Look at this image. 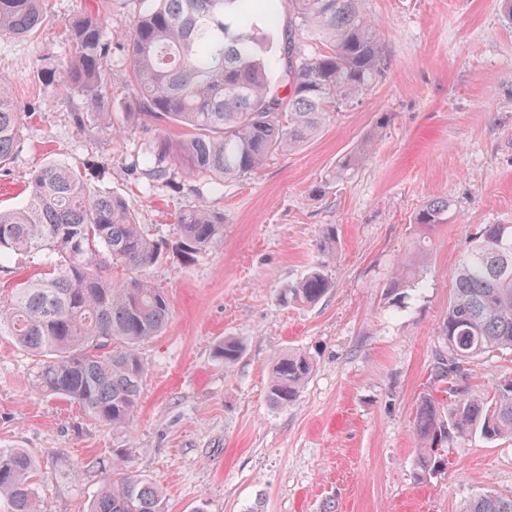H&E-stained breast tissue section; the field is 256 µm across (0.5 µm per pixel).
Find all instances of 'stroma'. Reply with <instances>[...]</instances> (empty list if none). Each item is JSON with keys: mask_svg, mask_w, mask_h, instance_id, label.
Wrapping results in <instances>:
<instances>
[{"mask_svg": "<svg viewBox=\"0 0 512 512\" xmlns=\"http://www.w3.org/2000/svg\"><path fill=\"white\" fill-rule=\"evenodd\" d=\"M97 8L112 33L111 70L121 72L137 0H48L40 35L0 40V78L28 113L0 169V207L24 204L32 173L66 160L121 194L154 237H172L179 214L198 206L223 215L224 237L193 263L149 270L171 315L140 348L149 372L127 428L40 394L34 358L0 335V447L36 456L40 512H83L118 455L160 489L166 512H462L484 491L512 493V439H449L444 466L422 479L414 428L423 397L445 408L488 396L512 373L503 349L464 377L435 376L469 237L512 225V20L502 0H365L381 72L313 141L221 183L176 162L159 182L135 169L144 145L177 137L176 126H129L116 138L69 124L80 100L38 74L63 60L68 20ZM366 139L369 158L331 181ZM433 196L451 202L447 223L414 224ZM328 229L332 288L315 305H284L281 289L319 262ZM412 256L423 285L392 300L390 275ZM227 337L243 348L229 369L214 354ZM288 348L309 352L315 367L297 401L278 408L267 397L269 363Z\"/></svg>", "mask_w": 512, "mask_h": 512, "instance_id": "35a3bbf8", "label": "stroma"}]
</instances>
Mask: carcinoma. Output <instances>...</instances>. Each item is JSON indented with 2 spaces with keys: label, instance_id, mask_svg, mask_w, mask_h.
Wrapping results in <instances>:
<instances>
[{
  "label": "carcinoma",
  "instance_id": "1",
  "mask_svg": "<svg viewBox=\"0 0 512 512\" xmlns=\"http://www.w3.org/2000/svg\"><path fill=\"white\" fill-rule=\"evenodd\" d=\"M288 24L276 27L280 6ZM43 0H0V39L32 38L46 17ZM126 34V81L132 107L112 119L109 79L112 35L98 12L68 28L63 70L43 72L85 108L69 114L80 132L148 121L176 123L187 137L149 143L137 164L150 177L167 176L180 161L189 176L222 180L259 169L276 154L299 149L318 136L328 112L358 97L378 72L383 48L378 23L364 0H139ZM320 48L308 50L310 44ZM21 110L0 79V166L14 158ZM367 146L340 158L330 178H347L364 162ZM448 198L428 199L415 213L422 226L448 222ZM224 217L203 207L183 211L171 239H156L135 221L125 198L95 189L78 166L52 162L29 183L26 203L0 210V265L17 257L42 261L48 272L15 289L0 308V335L38 360L34 385L41 393L74 402L97 421L126 427L138 406L147 365L139 347L166 327L167 295L147 270L174 256L191 263L222 240ZM422 266L403 262L388 293L422 283ZM331 288L324 265L281 289L286 304L312 305ZM447 355L437 376L498 349H512V227L487 224L470 238L454 272L453 296L444 322ZM224 365L242 355L226 339L218 348ZM314 368V359L286 350L272 361L268 399L292 404ZM420 475L442 467L441 445L473 433L486 440L512 438V374L495 381L491 395L464 399L442 411L425 398L416 419ZM35 456L0 448V500L9 512H40ZM86 512H165L158 489L122 461L88 503ZM464 512H512V494L487 491Z\"/></svg>",
  "mask_w": 512,
  "mask_h": 512
}]
</instances>
